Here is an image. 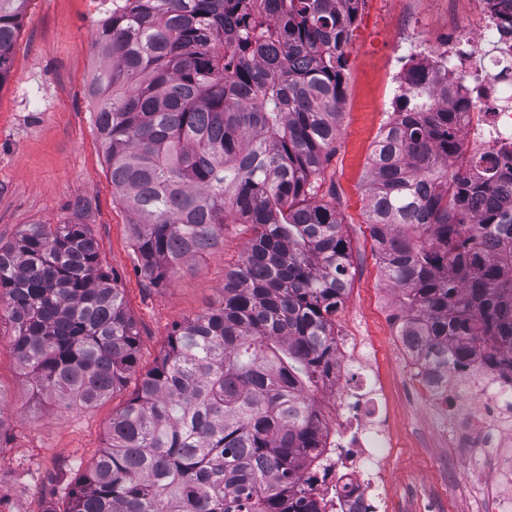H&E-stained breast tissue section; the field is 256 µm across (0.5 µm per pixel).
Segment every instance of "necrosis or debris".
<instances>
[{"mask_svg":"<svg viewBox=\"0 0 512 512\" xmlns=\"http://www.w3.org/2000/svg\"><path fill=\"white\" fill-rule=\"evenodd\" d=\"M468 2L473 26L463 25L453 0H445L444 30L420 36L419 45L431 57L428 68L434 77L452 71L455 83L449 99L461 94L472 101L459 119L461 137L470 151L512 166V27L499 21L487 0ZM482 40L488 50L481 56L477 50ZM336 348V381L328 394V412L321 417L322 465L307 467L304 475L313 478L327 512H384L387 470L381 450L389 443L388 423L378 400L346 381L344 368L355 360V347L340 337ZM400 359L407 377L432 402L466 394L443 430L447 438H458L474 426L479 430L474 447H512V378L479 368L432 373L423 368L417 351L406 345Z\"/></svg>","mask_w":512,"mask_h":512,"instance_id":"necrosis-or-debris-1","label":"necrosis or debris"}]
</instances>
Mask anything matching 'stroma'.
Returning a JSON list of instances; mask_svg holds the SVG:
<instances>
[{
  "instance_id": "1",
  "label": "stroma",
  "mask_w": 512,
  "mask_h": 512,
  "mask_svg": "<svg viewBox=\"0 0 512 512\" xmlns=\"http://www.w3.org/2000/svg\"><path fill=\"white\" fill-rule=\"evenodd\" d=\"M435 0H362L346 51L339 134L316 200L335 206L352 245L350 290L336 331L353 338L374 371L352 365L353 385L378 388L389 420L386 512H494L497 467L511 448L466 452L445 441L452 408L412 396L394 341L396 294L379 272L366 222L364 182L372 144L396 109L393 72L410 34L442 28ZM99 18L86 0H28L0 87V241L26 224H84L100 244L104 271L124 290L139 328V366L155 364L174 324L206 313L221 298L225 272L247 248L245 224L224 229L223 247L144 280L129 239L128 214L112 194L88 94L98 62ZM12 322L0 317V495L9 512H44L104 446L112 413L137 381L90 406L64 407L37 391L11 347Z\"/></svg>"
}]
</instances>
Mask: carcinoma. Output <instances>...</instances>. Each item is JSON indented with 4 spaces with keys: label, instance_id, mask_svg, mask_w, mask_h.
<instances>
[{
    "label": "carcinoma",
    "instance_id": "carcinoma-1",
    "mask_svg": "<svg viewBox=\"0 0 512 512\" xmlns=\"http://www.w3.org/2000/svg\"><path fill=\"white\" fill-rule=\"evenodd\" d=\"M29 0H0V86ZM361 0H123L101 20L93 122L145 280L224 245L249 247L220 305L177 323L106 444L46 512H325L304 487L323 432L307 396L336 378L333 316L351 241L313 200L336 142L343 51ZM447 90L414 69L364 185L398 335L425 363L512 374V185L457 163ZM85 224H27L0 245L11 346L67 406L137 373L140 334Z\"/></svg>",
    "mask_w": 512,
    "mask_h": 512
}]
</instances>
